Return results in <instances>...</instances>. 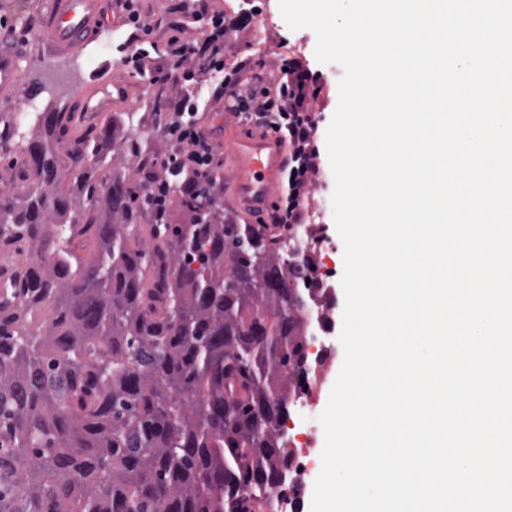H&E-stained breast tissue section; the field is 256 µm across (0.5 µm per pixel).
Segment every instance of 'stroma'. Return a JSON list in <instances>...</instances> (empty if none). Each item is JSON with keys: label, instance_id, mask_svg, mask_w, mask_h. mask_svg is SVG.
<instances>
[{"label": "stroma", "instance_id": "stroma-1", "mask_svg": "<svg viewBox=\"0 0 512 512\" xmlns=\"http://www.w3.org/2000/svg\"><path fill=\"white\" fill-rule=\"evenodd\" d=\"M50 7V0H27L23 16H16L0 0V20L17 27L16 46L20 65V81L12 99L0 98V113L14 111L18 100L37 96L44 108L58 107L75 99L92 82H107L115 78L125 81L128 92L125 100L113 104L112 110L127 115L134 121L155 126L158 116L151 103L154 90L148 84L152 77L162 75L167 67L166 44L170 36L165 28L154 29L149 40L152 47L145 58L144 72L135 66L116 67V60L132 55L141 49V42H129L132 31L126 23L125 13L112 10L109 26L99 36L76 53L57 55L44 43L42 21ZM202 18L191 24L185 32L195 39L209 28L213 15H223L229 29L224 38V72L238 78L240 88L249 85L250 71L269 74L271 67L287 70L299 61L321 73V89L317 97L309 98L308 105L319 120L320 129H327L338 103V82L344 70L336 63L319 64L314 55L315 34L308 29L290 31L283 20L278 0H202ZM274 27L276 52L263 46L266 27ZM321 184L313 202L314 222L319 227L322 240L319 276L331 291L328 320L332 331L320 335L319 340L327 349L318 381V397L309 409L311 418H318L324 410L330 390L343 361V348L338 340L342 324L344 294L341 286L343 273V244L335 229L331 195L334 179L327 156H320Z\"/></svg>", "mask_w": 512, "mask_h": 512}]
</instances>
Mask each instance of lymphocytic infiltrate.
Listing matches in <instances>:
<instances>
[{"mask_svg": "<svg viewBox=\"0 0 512 512\" xmlns=\"http://www.w3.org/2000/svg\"><path fill=\"white\" fill-rule=\"evenodd\" d=\"M183 21L173 23V33L167 41L170 55L167 77L176 83L193 81L198 67H206L209 74L219 76L209 99L224 102L237 112L246 123L280 133L290 146L285 190L281 205L275 206L271 221L275 224H298L299 195L309 173L318 168V150L315 140L318 121L307 107L310 84L316 83L319 72L302 66L287 71V79L277 86H262L258 95L240 100L237 84L225 78L224 71V18L212 16L211 29L202 41L183 38L186 19L199 18L193 0H181ZM198 95L184 92L166 99L159 118L164 136L173 144L172 152L152 156L141 167L142 191L152 199L146 215L161 220L175 192L191 195L198 182L210 179L216 169L223 166L224 157L209 135L199 124V112L204 109Z\"/></svg>", "mask_w": 512, "mask_h": 512, "instance_id": "obj_1", "label": "lymphocytic infiltrate"}]
</instances>
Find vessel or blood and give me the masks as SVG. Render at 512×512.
<instances>
[{"label":"vessel or blood","instance_id":"1","mask_svg":"<svg viewBox=\"0 0 512 512\" xmlns=\"http://www.w3.org/2000/svg\"><path fill=\"white\" fill-rule=\"evenodd\" d=\"M105 0H51L43 33L55 52L68 54L85 47L106 25ZM17 56L0 46V93L12 94L19 80ZM234 170L232 195L255 214L273 204L284 189L285 145L274 132L231 135Z\"/></svg>","mask_w":512,"mask_h":512}]
</instances>
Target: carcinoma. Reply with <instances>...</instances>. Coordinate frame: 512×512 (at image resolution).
<instances>
[{"label": "carcinoma", "instance_id": "obj_1", "mask_svg": "<svg viewBox=\"0 0 512 512\" xmlns=\"http://www.w3.org/2000/svg\"><path fill=\"white\" fill-rule=\"evenodd\" d=\"M0 123L25 155L7 166L19 188L0 197V254L36 247L0 299V512L262 508L288 475L280 430L323 292L300 248L203 188L181 199L188 219L149 225V272L126 176L95 174L104 148L138 158L158 130H77L64 108L35 113L43 137ZM70 177L73 194L59 190Z\"/></svg>", "mask_w": 512, "mask_h": 512}]
</instances>
